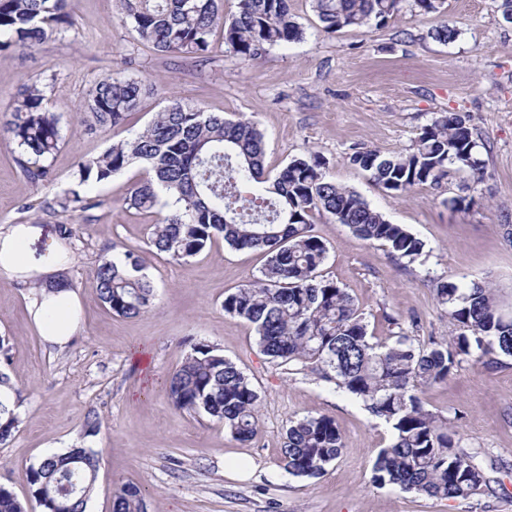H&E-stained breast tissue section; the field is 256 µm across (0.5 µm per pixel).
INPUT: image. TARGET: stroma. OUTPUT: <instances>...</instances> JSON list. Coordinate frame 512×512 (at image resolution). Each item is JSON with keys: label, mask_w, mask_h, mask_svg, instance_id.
Wrapping results in <instances>:
<instances>
[{"label": "stroma", "mask_w": 512, "mask_h": 512, "mask_svg": "<svg viewBox=\"0 0 512 512\" xmlns=\"http://www.w3.org/2000/svg\"><path fill=\"white\" fill-rule=\"evenodd\" d=\"M403 7L385 25L327 34L308 0H294L303 39L273 46L245 66L222 53L201 63L157 52L120 22L118 0H77L63 34L28 51L0 53V113L22 85L45 82L63 134L51 160L54 182L35 185L0 133V227L38 225L36 257L57 239V223L81 227L64 243V278L82 306L80 329L64 349L47 348L33 323L34 285L0 277L5 370L22 391L19 425L0 446V486L27 512H41L29 494L28 469L75 445L99 453L87 512H112L114 492L128 483L141 489L149 512H512V357L498 356L488 367L467 359L448 383L421 395L462 446L494 460L488 489L454 501L379 488L372 467L391 441L389 427L315 372L270 362L253 325L222 307L225 295L259 275L264 252L219 239L187 260L151 253L147 237L159 214L127 204L145 177L138 165L91 185V195L104 201L98 209L55 219L35 208L70 185L80 159L102 154L178 99L255 122L268 170L295 156H318L328 178L423 241L421 255L407 262L328 216L310 219L328 248L321 274L347 289L377 339L391 335L392 316L423 342L458 335L435 296L442 279L488 283L512 311V243L505 238L512 225V23L503 19L500 0H445L440 13L417 16L413 0ZM444 20L459 31L446 44L432 36ZM116 73L144 81L139 109L123 126L87 131L77 108L96 82ZM448 112L465 116L488 146L481 183L452 173L440 185L399 196L350 164L358 147L408 149L424 126ZM458 195L474 197V205L449 207L448 198ZM25 203L32 211L22 212ZM128 250L140 255L155 288L152 306L132 318L108 310L92 277L100 255ZM199 343L235 361L258 391L253 440L235 439L206 413L174 408L165 378ZM93 411L102 423L90 434ZM305 416L334 419L343 436L340 457L317 479L288 475L280 463L286 423Z\"/></svg>", "instance_id": "obj_1"}]
</instances>
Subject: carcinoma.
<instances>
[{"instance_id": "cac0c4a2", "label": "carcinoma", "mask_w": 512, "mask_h": 512, "mask_svg": "<svg viewBox=\"0 0 512 512\" xmlns=\"http://www.w3.org/2000/svg\"><path fill=\"white\" fill-rule=\"evenodd\" d=\"M75 0H0V52L31 49L64 32ZM323 31L386 23L402 12L404 0H309ZM120 21L163 53L206 60L222 45L241 64H253L269 48L299 41L293 0H237L224 15V0H119ZM144 85L124 76L99 81L79 108L89 131L117 127L139 106ZM16 144L15 162L34 184L54 180L50 159L63 142L58 117L49 111L45 87H26L5 123ZM473 130L455 113H442L425 126L411 147L383 155L361 147L350 162L382 189L403 195L417 185L437 183L448 169L478 183L484 161ZM134 164L147 177L131 191L129 206L167 208L152 226L148 245L174 260L203 252L217 238L235 249L267 253L260 276L224 297V312L254 326L263 355L278 365L320 367L321 379L360 400L392 431L372 469L374 484L445 500H468L489 479L475 448H464L447 422L429 412L418 395L445 383L463 361L489 354L512 357V314L501 310L490 287L441 281L438 302L463 329L452 341L423 346L397 319L391 339L368 334L354 299L336 282L319 277L325 244L311 233L310 217L322 213L348 226L365 241L386 243L400 258L414 260L424 243L402 224H393L355 191L330 180L322 163L294 157L275 176L266 173L263 134L247 120L230 121L174 99L148 125L113 143L103 154L82 159L74 186L39 203L46 213L86 212L102 202L87 188ZM263 185L247 197L241 186ZM134 253L102 255L93 277L103 303L118 316L148 308L154 288L141 274ZM176 409L204 412L224 422L241 441L256 435L259 395L235 362L208 345L177 367L168 379ZM18 425V416L0 402V444ZM343 448L336 422L326 416L289 421L281 448L283 469L294 477L318 478ZM99 457L75 447L46 456L26 480L43 512H86L97 478ZM0 512H26L0 486ZM112 512H147L135 485L121 486Z\"/></svg>"}]
</instances>
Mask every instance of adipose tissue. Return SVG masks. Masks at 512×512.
Returning <instances> with one entry per match:
<instances>
[{
  "instance_id": "obj_1",
  "label": "adipose tissue",
  "mask_w": 512,
  "mask_h": 512,
  "mask_svg": "<svg viewBox=\"0 0 512 512\" xmlns=\"http://www.w3.org/2000/svg\"><path fill=\"white\" fill-rule=\"evenodd\" d=\"M40 235V227L33 224L0 228V273L35 282L39 294L31 303L33 320L48 344L61 347L79 329L81 304L60 277L68 260L62 245L51 244L40 258L31 257L30 245Z\"/></svg>"
}]
</instances>
